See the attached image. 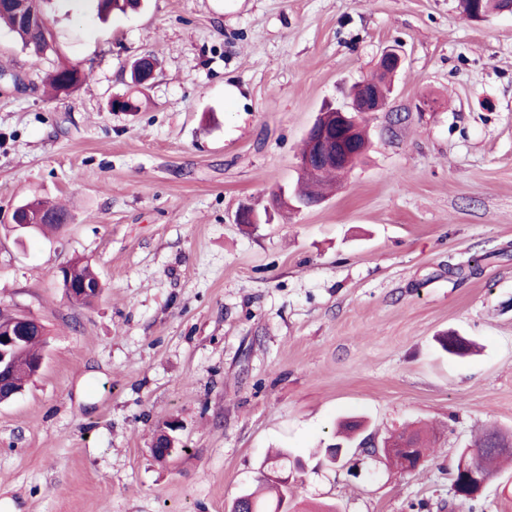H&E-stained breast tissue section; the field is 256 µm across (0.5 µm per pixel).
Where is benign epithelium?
I'll list each match as a JSON object with an SVG mask.
<instances>
[{"instance_id":"7a95c632","label":"benign epithelium","mask_w":512,"mask_h":512,"mask_svg":"<svg viewBox=\"0 0 512 512\" xmlns=\"http://www.w3.org/2000/svg\"><path fill=\"white\" fill-rule=\"evenodd\" d=\"M403 64L402 56L393 48L384 50L379 58L380 71L385 75L397 72ZM385 106V100L373 87L365 84L358 96L343 107L329 108L319 113L317 119L307 132L312 142V153L301 160V166L335 167L339 164L352 165L359 153L343 152V143L355 145L356 134L360 130L361 118L365 114L379 112ZM58 277L61 287L69 299L78 303L91 293L86 283L72 279L68 266L59 268ZM39 320L25 314L0 312V375L12 369L13 361L9 347L21 338L32 334V328ZM465 481L484 490L489 477L484 475L475 464L462 466Z\"/></svg>"}]
</instances>
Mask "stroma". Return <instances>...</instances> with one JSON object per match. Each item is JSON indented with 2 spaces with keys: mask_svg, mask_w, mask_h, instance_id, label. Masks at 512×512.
<instances>
[{
  "mask_svg": "<svg viewBox=\"0 0 512 512\" xmlns=\"http://www.w3.org/2000/svg\"><path fill=\"white\" fill-rule=\"evenodd\" d=\"M35 60L0 29V310L39 318L45 362L0 405V512H228L271 449L288 451V512H449L480 428L512 432V14L460 0H143L100 19L46 0ZM404 63L370 148L322 204L283 207L318 112ZM158 69L133 85L132 63ZM79 65L81 87L44 83ZM119 96L134 112L112 111ZM64 205L20 235L15 208ZM253 207L261 223L240 224ZM104 285L72 305L74 258ZM467 337L451 358L437 339ZM435 430L405 473L353 448ZM177 453L157 462L158 430Z\"/></svg>",
  "mask_w": 512,
  "mask_h": 512,
  "instance_id": "obj_1",
  "label": "stroma"
}]
</instances>
